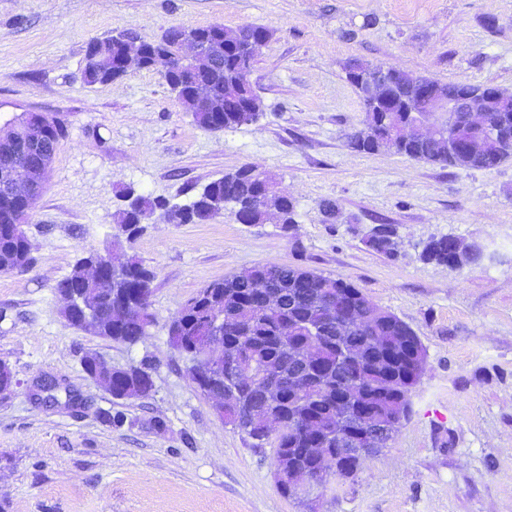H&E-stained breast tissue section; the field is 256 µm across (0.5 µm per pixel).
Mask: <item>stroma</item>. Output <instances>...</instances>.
<instances>
[{"instance_id": "1", "label": "stroma", "mask_w": 512, "mask_h": 512, "mask_svg": "<svg viewBox=\"0 0 512 512\" xmlns=\"http://www.w3.org/2000/svg\"><path fill=\"white\" fill-rule=\"evenodd\" d=\"M215 23L271 34L250 72L257 122L204 130L146 69L82 79L90 42ZM353 58L512 94V0H0V127L24 112L68 127L25 226L33 263L0 272V361L18 381L0 396V512H306L279 492L273 449L217 417L167 332L198 290L259 264L353 282L426 350L387 448L331 479L316 512H512V159L458 170L355 151L364 112L343 70ZM245 165L293 198L292 229L229 212L171 224L159 210L115 247L123 188L185 204ZM375 224L397 229L395 256L365 243ZM441 235L488 257L457 270L423 261V244ZM90 251L155 273L153 322L135 344L71 327L60 312L55 286ZM89 352L145 367L150 394L115 401L84 373ZM51 379L62 386L53 403L40 390ZM107 410L125 425L103 422Z\"/></svg>"}]
</instances>
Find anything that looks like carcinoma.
Listing matches in <instances>:
<instances>
[{"instance_id": "obj_1", "label": "carcinoma", "mask_w": 512, "mask_h": 512, "mask_svg": "<svg viewBox=\"0 0 512 512\" xmlns=\"http://www.w3.org/2000/svg\"><path fill=\"white\" fill-rule=\"evenodd\" d=\"M222 25L198 27L206 40L211 57V71L207 75L209 99L222 108H196L189 104V86L184 80L180 60L170 50L163 49L168 39L161 37L146 43L150 50H159L166 59L150 58L144 65L161 73L175 94V98L199 127L222 131L257 121V112H236L227 107L232 95H245L242 75L250 72L256 52L246 51V40L269 41L270 33L261 26H244L236 31L224 30V40H217L211 32ZM380 65L352 61L345 67L346 79L357 89L365 119L362 126L350 136L352 148L362 153L390 149L398 155L417 161L440 164L456 169H488L512 157V98L495 104L491 129L471 127L463 112L448 113L447 133L430 142H418L405 137L402 128L409 120L407 112H379L371 99L365 96L369 80L376 78ZM124 73L105 69H82L83 81L88 85L112 82ZM425 85L443 95L463 93L475 84L456 82L441 84L427 77H415L394 70L379 84L381 97L391 98L400 107L415 103L426 108V101L417 98V85ZM37 116L26 112L8 123L9 133L20 137L27 133ZM46 147L30 153L28 163L37 166L52 164L59 142L66 136L67 126L57 116H46ZM459 140L483 141V151L477 155L448 153V137ZM273 186L266 175L245 166L206 184L179 214L181 224H201L218 217L226 201L256 210L261 220L258 197ZM270 202L283 224L295 223V204L279 192ZM167 204L164 199L142 194L134 196V205L120 208L115 213V244L131 241L142 224L157 208ZM10 220L0 209V272L32 264L22 240L10 233ZM393 227L382 225V235L367 238L373 250L392 255L395 252L390 234ZM421 259L459 269L477 261L474 245L460 246L454 253L448 236L430 238L423 246ZM101 261V253L90 252L79 258L70 274L58 283L62 287L89 276L87 262ZM153 272L138 260L131 258L120 265L112 276V299L100 293L93 281L89 305L99 313L100 322L93 327L95 335L113 342L134 344L145 334L151 317L137 322L117 310V304L132 308L150 292ZM346 308L347 324L341 333L346 349L363 352L358 358L343 354L326 337L311 335L309 326L326 329L336 326V305ZM373 305L363 291L354 284L314 270L295 266L256 265L232 273L200 289L174 317L168 327L170 343L180 346L185 336H208L224 346V357L263 368L265 375L277 371L288 372V377L270 390L266 379L250 385L232 382L234 373L223 368L224 424L247 436L252 446L262 448L270 443L276 449L275 481L286 498L299 499L281 474L288 469L321 470L330 465L342 477L354 475L360 465L357 451L370 454L387 444L375 443L360 434L356 424L354 404L367 399L376 412L385 417L393 428H398L407 416L410 394L417 385L426 359V351L414 330L393 313L387 320L371 316ZM224 314L218 321L216 311ZM152 380L143 367L131 365L112 374V398L131 400L147 396ZM276 420L280 428L274 437L259 435L261 420ZM312 448L326 449L322 458L310 452Z\"/></svg>"}]
</instances>
